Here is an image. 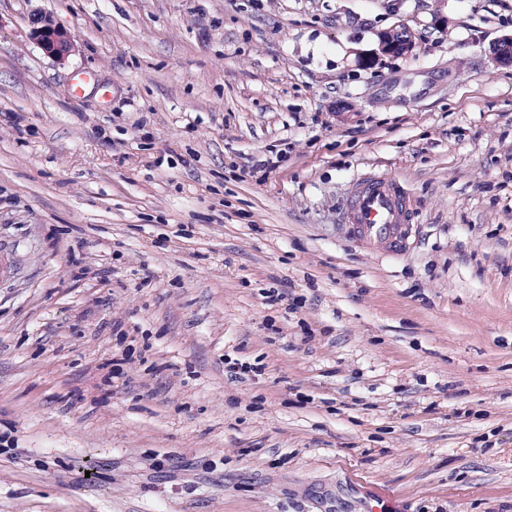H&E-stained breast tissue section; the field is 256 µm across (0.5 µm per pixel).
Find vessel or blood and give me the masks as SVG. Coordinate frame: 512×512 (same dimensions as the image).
I'll return each mask as SVG.
<instances>
[{
	"label": "vessel or blood",
	"mask_w": 512,
	"mask_h": 512,
	"mask_svg": "<svg viewBox=\"0 0 512 512\" xmlns=\"http://www.w3.org/2000/svg\"><path fill=\"white\" fill-rule=\"evenodd\" d=\"M344 219L356 239L392 255L401 254L411 236L406 191L386 175L369 176L351 186Z\"/></svg>",
	"instance_id": "obj_1"
}]
</instances>
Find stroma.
I'll return each instance as SVG.
<instances>
[{"instance_id": "35a3bbf8", "label": "stroma", "mask_w": 512, "mask_h": 512, "mask_svg": "<svg viewBox=\"0 0 512 512\" xmlns=\"http://www.w3.org/2000/svg\"><path fill=\"white\" fill-rule=\"evenodd\" d=\"M509 36L512 0H0V512H512ZM380 173L400 255L342 222ZM30 36L50 57L63 60L74 51V43L70 33L53 18L42 12L34 11L29 15ZM399 26L406 28L407 37H406V32L404 30H402V29L398 30L397 28H395L394 30H392L390 32L384 33L382 35V37L386 38L387 40H389L392 43L400 44V43L404 42L406 40V38H407V42L404 45L397 47L390 43H387L384 40H381L380 48H379L381 53L390 54V55L398 54V55H403V56H410L414 53L415 48H416V42H415L413 33L405 25L401 24Z\"/></svg>"}]
</instances>
